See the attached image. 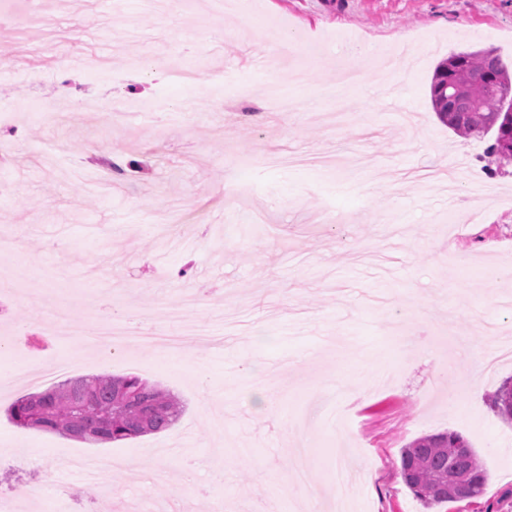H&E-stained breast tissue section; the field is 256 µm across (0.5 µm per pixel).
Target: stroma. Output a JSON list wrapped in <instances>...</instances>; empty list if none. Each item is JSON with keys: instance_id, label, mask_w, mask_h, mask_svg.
<instances>
[{"instance_id": "stroma-1", "label": "stroma", "mask_w": 512, "mask_h": 512, "mask_svg": "<svg viewBox=\"0 0 512 512\" xmlns=\"http://www.w3.org/2000/svg\"><path fill=\"white\" fill-rule=\"evenodd\" d=\"M1 15L16 24L0 27L12 47L0 56L12 150L0 237L21 245L39 291L0 288V334L27 327L30 358L21 372L0 361L1 499L18 512H306L291 490L303 438L321 512L339 506L340 466L372 476L350 512H512V424L487 404L512 363L481 367L490 327L512 340V164L488 155L492 136L449 130L430 99L450 54L491 50L512 71V0H185L175 17L168 0H0ZM356 49L362 82L336 125L324 90ZM186 66L193 87L164 80ZM285 95L296 111L280 112ZM44 97L62 107L52 120L16 107ZM102 153L119 173L95 163ZM170 199L189 241L167 249L148 222ZM452 209L475 220L456 239ZM101 295L116 315L148 311L181 336L177 369L149 347L98 353L88 336L56 348L77 360L74 376L171 391L178 424L99 445L16 426L8 406L46 389L31 375L54 348L39 336L47 311L63 297L93 326ZM209 322L221 344L182 333ZM401 336L423 343L403 350ZM448 430L489 480L480 496L427 508L402 481L401 450ZM64 458L114 467L84 481ZM79 481L81 499L61 495Z\"/></svg>"}]
</instances>
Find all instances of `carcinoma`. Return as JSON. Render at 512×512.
I'll list each match as a JSON object with an SVG mask.
<instances>
[{"instance_id":"carcinoma-1","label":"carcinoma","mask_w":512,"mask_h":512,"mask_svg":"<svg viewBox=\"0 0 512 512\" xmlns=\"http://www.w3.org/2000/svg\"><path fill=\"white\" fill-rule=\"evenodd\" d=\"M511 81L490 51L454 53L435 68L431 104L440 122L457 134L482 138L493 133L489 150L507 163L512 160V106H505L501 89ZM489 406L512 423V379L489 396ZM182 409L177 396L138 375H100L68 379L21 398L8 414L22 427L103 444L167 431ZM401 477L427 507L450 501V477L461 485L463 497L481 495L488 482L478 455L455 431L418 437L402 449Z\"/></svg>"}]
</instances>
